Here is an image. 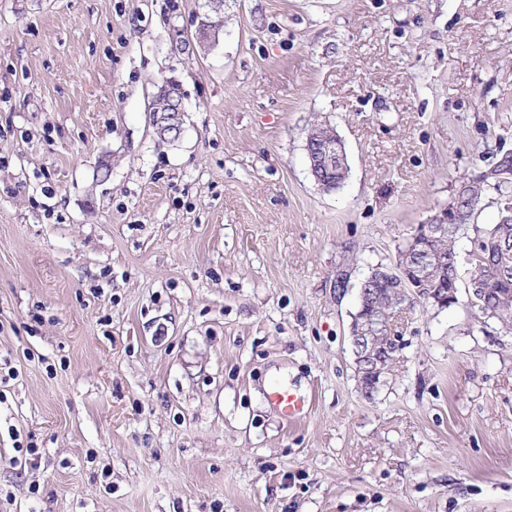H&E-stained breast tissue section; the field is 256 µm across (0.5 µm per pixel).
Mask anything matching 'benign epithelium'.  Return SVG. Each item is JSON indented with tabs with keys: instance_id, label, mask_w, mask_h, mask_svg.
<instances>
[{
	"instance_id": "1",
	"label": "benign epithelium",
	"mask_w": 512,
	"mask_h": 512,
	"mask_svg": "<svg viewBox=\"0 0 512 512\" xmlns=\"http://www.w3.org/2000/svg\"><path fill=\"white\" fill-rule=\"evenodd\" d=\"M306 150L311 173L321 187H326L323 179L325 169L334 166L341 174L347 173L345 151L333 129L323 128L320 138L307 143ZM444 231L443 224L418 225L407 238L410 242L408 252L397 254L393 266L377 269L366 279L370 287L361 290V308L353 317L350 334L357 372L362 388L367 393L377 389L382 375L388 370L386 359L396 355L405 345L399 326L405 311L417 303L440 305L448 299V296L429 288L423 268L418 264L420 257L436 265L440 264L441 255L434 250L433 244L437 234ZM466 263L471 268V274L475 275L470 280V296L479 298L485 292L481 277L477 276L483 269L479 248L468 253ZM382 285L399 290L402 299L387 305L381 304L379 287Z\"/></svg>"
}]
</instances>
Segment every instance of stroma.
<instances>
[{
    "mask_svg": "<svg viewBox=\"0 0 512 512\" xmlns=\"http://www.w3.org/2000/svg\"><path fill=\"white\" fill-rule=\"evenodd\" d=\"M204 10L0 0V512H512V333L416 305L368 397L349 332L417 225L502 217L512 0H224L201 48ZM306 150L310 161L311 173L323 189L326 188L323 179L325 168H331L336 165V176L338 171L346 175L348 167L346 165L345 151L341 140L332 128L324 127L323 133L317 141L311 143L308 140ZM267 401L287 420L297 418L308 406L306 396L285 383L273 385L267 393Z\"/></svg>",
    "mask_w": 512,
    "mask_h": 512,
    "instance_id": "1",
    "label": "stroma"
}]
</instances>
